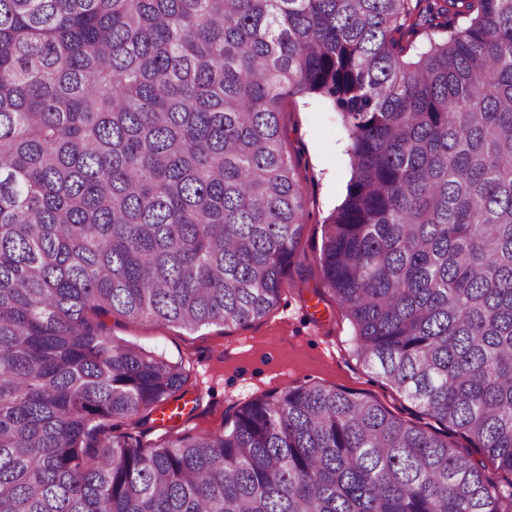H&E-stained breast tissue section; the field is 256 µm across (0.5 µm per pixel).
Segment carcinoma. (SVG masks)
I'll list each match as a JSON object with an SVG mask.
<instances>
[{"instance_id": "obj_1", "label": "carcinoma", "mask_w": 512, "mask_h": 512, "mask_svg": "<svg viewBox=\"0 0 512 512\" xmlns=\"http://www.w3.org/2000/svg\"><path fill=\"white\" fill-rule=\"evenodd\" d=\"M293 95L350 140L319 261L359 357L507 484L322 385L104 433L187 382L106 318L277 305ZM0 512H512V0H0ZM109 424H112V433L117 435L124 432H131L134 434H139L142 442L144 444L153 442L156 440V438L161 434V431L158 429H149L151 424L148 423L144 426H139L135 429V425L132 421L126 420V419H114L112 421L108 422V426L106 427L107 430H109ZM139 432H143V434H140Z\"/></svg>"}]
</instances>
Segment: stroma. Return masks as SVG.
Returning a JSON list of instances; mask_svg holds the SVG:
<instances>
[{
  "mask_svg": "<svg viewBox=\"0 0 512 512\" xmlns=\"http://www.w3.org/2000/svg\"><path fill=\"white\" fill-rule=\"evenodd\" d=\"M280 120L297 167L306 220L278 305L245 327L211 324L188 331L115 316L108 320L111 332L183 365L187 396L198 405L191 416L174 422L177 431H221L232 406L309 384L366 395L402 420L432 427L434 419L358 359L353 329L323 281V224L346 193L348 134L338 114L312 97H290Z\"/></svg>",
  "mask_w": 512,
  "mask_h": 512,
  "instance_id": "35a3bbf8",
  "label": "stroma"
}]
</instances>
